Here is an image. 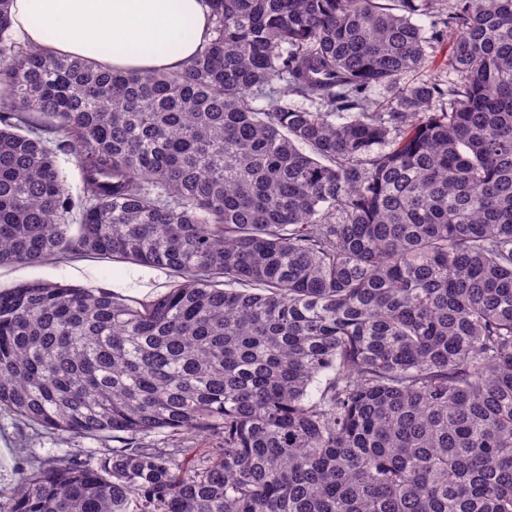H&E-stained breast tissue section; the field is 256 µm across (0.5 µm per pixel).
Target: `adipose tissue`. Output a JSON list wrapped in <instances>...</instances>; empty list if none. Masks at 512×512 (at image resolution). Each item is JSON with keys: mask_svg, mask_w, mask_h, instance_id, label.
Listing matches in <instances>:
<instances>
[{"mask_svg": "<svg viewBox=\"0 0 512 512\" xmlns=\"http://www.w3.org/2000/svg\"><path fill=\"white\" fill-rule=\"evenodd\" d=\"M25 45L123 74L175 70L210 37L208 0H14Z\"/></svg>", "mask_w": 512, "mask_h": 512, "instance_id": "1", "label": "adipose tissue"}]
</instances>
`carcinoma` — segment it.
Returning <instances> with one entry per match:
<instances>
[{
  "label": "carcinoma",
  "mask_w": 512,
  "mask_h": 512,
  "mask_svg": "<svg viewBox=\"0 0 512 512\" xmlns=\"http://www.w3.org/2000/svg\"><path fill=\"white\" fill-rule=\"evenodd\" d=\"M10 2L0 267L171 281L0 291V409L120 444L0 512H512V0H210L143 76L22 45ZM444 31L448 80L401 83ZM59 168L64 173L69 190L74 197L81 194L82 184L76 158L70 152L59 153L57 158ZM76 258L83 262V268L76 267L71 257L36 265L2 266L0 267V290H7L31 281L66 282L92 289L106 288L123 296L139 295L151 288L144 296H136L144 298L149 294L165 291L166 288L163 286L169 281V277L163 271L156 270V275V271L149 267H137L123 272L136 265L106 258L87 256ZM119 273L121 274L116 277ZM147 283H149L148 288H146ZM145 444L165 448H199L204 453L208 448H216L215 441L205 435H185L184 437H175L173 440H163V436L149 437L143 441ZM165 442V443H163Z\"/></svg>",
  "instance_id": "1"
}]
</instances>
